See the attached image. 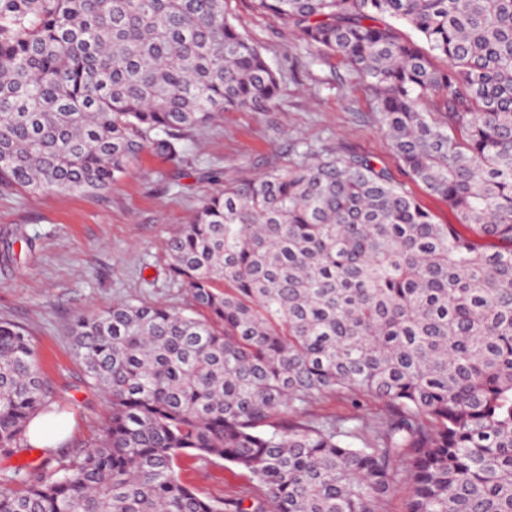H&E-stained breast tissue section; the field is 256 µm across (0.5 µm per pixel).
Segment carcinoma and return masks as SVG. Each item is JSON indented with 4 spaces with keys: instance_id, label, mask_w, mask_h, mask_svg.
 I'll return each mask as SVG.
<instances>
[{
    "instance_id": "carcinoma-1",
    "label": "carcinoma",
    "mask_w": 512,
    "mask_h": 512,
    "mask_svg": "<svg viewBox=\"0 0 512 512\" xmlns=\"http://www.w3.org/2000/svg\"><path fill=\"white\" fill-rule=\"evenodd\" d=\"M253 2L362 76L405 173L460 223L350 151L218 181L166 246L196 314L73 320L103 438L60 476L15 470L0 512H385L403 485L406 512H512V0ZM278 90L224 0H0V181L104 192L145 148L175 156L176 132ZM326 396L385 414L301 419ZM52 411L25 330L1 321L0 449ZM184 455L261 495L202 497Z\"/></svg>"
}]
</instances>
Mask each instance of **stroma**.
I'll list each match as a JSON object with an SVG mask.
<instances>
[{"instance_id": "stroma-1", "label": "stroma", "mask_w": 512, "mask_h": 512, "mask_svg": "<svg viewBox=\"0 0 512 512\" xmlns=\"http://www.w3.org/2000/svg\"><path fill=\"white\" fill-rule=\"evenodd\" d=\"M225 10L281 75L272 108L226 111L205 127L181 132L179 160L144 153L103 193L38 194L0 184V250L13 248L11 260L0 258V321L27 332L49 390L73 423L55 451L22 446L0 452V475L26 464L30 481L47 478L43 459L56 467L68 464L103 435L105 395L88 383L69 336L76 315L119 301L193 313L186 286L169 277L165 245L215 190L214 172L248 179L288 168L309 147L353 151L390 169L436 223L458 221L446 202L406 177L371 96L340 57L316 55L294 30L256 12L252 0H227ZM383 412L370 399L355 405L327 396L303 417ZM179 466L182 478L206 497L252 496L250 476L228 462L186 456Z\"/></svg>"}]
</instances>
